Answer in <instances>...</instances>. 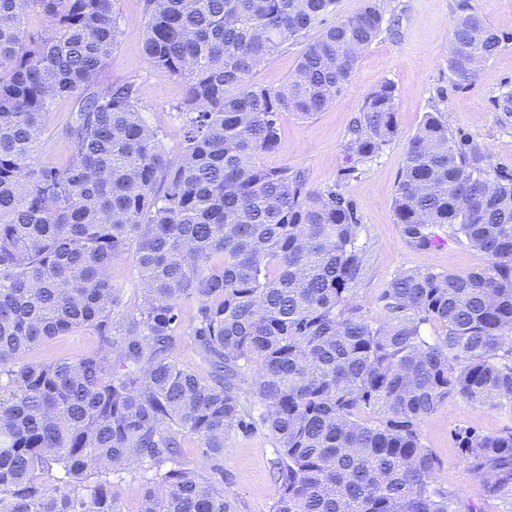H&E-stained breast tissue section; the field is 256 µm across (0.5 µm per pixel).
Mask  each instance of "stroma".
<instances>
[{
	"label": "stroma",
	"instance_id": "obj_1",
	"mask_svg": "<svg viewBox=\"0 0 512 512\" xmlns=\"http://www.w3.org/2000/svg\"><path fill=\"white\" fill-rule=\"evenodd\" d=\"M123 34L109 58L106 79L135 82L147 122L161 128L170 155L181 149V120L176 106L185 96L182 79L155 71L143 51L145 16L142 0H118ZM385 20L394 24L363 50L349 86L332 106L309 119L291 114L282 119V148L259 155L264 166L289 165L305 169L312 186L341 183L353 203L369 247L371 272L356 292L355 301L372 318L384 311L378 301L382 288L402 270L435 266L464 273L487 267L488 257L447 241L440 249L421 251L410 246L393 213V197L411 136L425 113L441 112L455 134L483 144L495 167L512 171V123H502V104L512 95V42L483 62L471 84L459 87L448 70V46L462 4H471L493 28L512 33V0H376ZM319 29L288 44L254 73L255 83L276 87L291 74L307 42ZM397 88L399 133L372 160L354 162L346 151L347 129L365 98L383 82ZM69 99L58 101L46 118L48 131L38 157L59 163L68 155L58 134L72 110ZM483 431L512 426V409L483 410L463 400L443 402L423 425L428 447L441 459L440 475L449 489L475 498L480 485L455 452L454 432L462 424ZM277 451L263 429L233 434L224 456V487L240 501L241 512H272L277 497L273 463Z\"/></svg>",
	"mask_w": 512,
	"mask_h": 512
}]
</instances>
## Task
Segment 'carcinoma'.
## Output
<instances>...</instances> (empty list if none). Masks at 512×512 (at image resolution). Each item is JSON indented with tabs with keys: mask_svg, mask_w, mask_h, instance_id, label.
Returning <instances> with one entry per match:
<instances>
[{
	"mask_svg": "<svg viewBox=\"0 0 512 512\" xmlns=\"http://www.w3.org/2000/svg\"><path fill=\"white\" fill-rule=\"evenodd\" d=\"M118 0H0V512H127L116 479L150 464L136 512H240L224 490L232 433L264 428L278 457L273 512H512V427L457 428L475 501L438 480L423 425L441 403L512 407V173L428 112L393 197L407 242L445 239L486 268L397 273L384 319L354 302L369 275L352 202L301 168L260 166L286 114L311 118L351 82L383 30L373 0L310 42L280 87L257 68L336 11V0H143L144 55L183 79V149L148 124L133 82L107 83ZM41 26L33 28L32 18ZM512 34L466 4L448 71L458 86ZM62 164L36 158L45 118ZM396 87L370 93L346 150L372 159L398 134ZM141 293L122 302L112 267ZM198 366L179 363L182 300ZM124 306L120 319L115 308ZM92 327L76 359H32ZM208 475L181 464L185 437ZM72 106V99H63L58 101L53 112H49L46 118L48 132L41 141L37 155L41 161L60 163L68 156L66 142L56 133L65 123ZM112 281L122 289L124 301L140 292L141 283L130 261L121 262L112 269Z\"/></svg>",
	"mask_w": 512,
	"mask_h": 512,
	"instance_id": "obj_1",
	"label": "carcinoma"
}]
</instances>
